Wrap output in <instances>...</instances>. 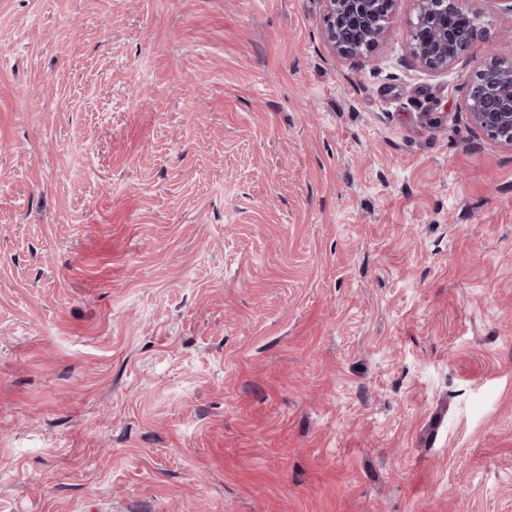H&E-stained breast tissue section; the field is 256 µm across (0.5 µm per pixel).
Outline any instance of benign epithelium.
<instances>
[{"label": "benign epithelium", "mask_w": 512, "mask_h": 512, "mask_svg": "<svg viewBox=\"0 0 512 512\" xmlns=\"http://www.w3.org/2000/svg\"><path fill=\"white\" fill-rule=\"evenodd\" d=\"M327 38L333 51L357 57L382 41L393 0H323ZM416 22L407 34L413 57L426 69L452 66L476 35L461 0H416ZM465 108L473 126L512 148V69L495 59L482 64L471 82Z\"/></svg>", "instance_id": "1"}]
</instances>
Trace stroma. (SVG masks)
Listing matches in <instances>:
<instances>
[{"mask_svg":"<svg viewBox=\"0 0 512 512\" xmlns=\"http://www.w3.org/2000/svg\"><path fill=\"white\" fill-rule=\"evenodd\" d=\"M415 0H0V512H512V150ZM327 38L334 52L357 57L382 41L392 23L393 0H323Z\"/></svg>","mask_w":512,"mask_h":512,"instance_id":"1","label":"stroma"}]
</instances>
